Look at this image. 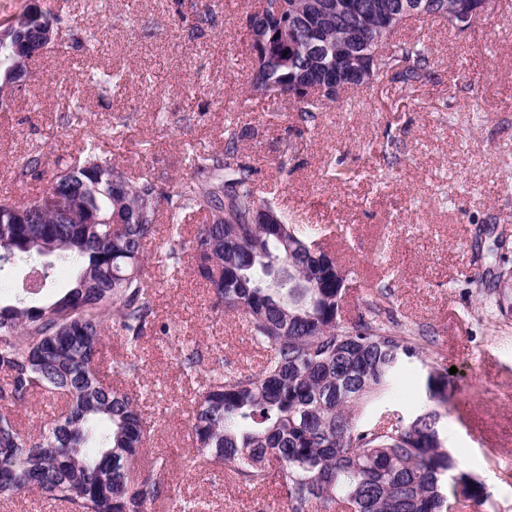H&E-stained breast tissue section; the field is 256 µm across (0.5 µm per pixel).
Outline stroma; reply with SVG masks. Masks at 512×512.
<instances>
[{
  "instance_id": "stroma-1",
  "label": "stroma",
  "mask_w": 512,
  "mask_h": 512,
  "mask_svg": "<svg viewBox=\"0 0 512 512\" xmlns=\"http://www.w3.org/2000/svg\"><path fill=\"white\" fill-rule=\"evenodd\" d=\"M60 14V35L32 75L0 107V196L41 192L56 164L96 144L129 173L166 190L193 176L187 158L218 155L224 129L239 135V156L262 197L290 220L321 233L349 271L344 313L369 304L417 336L421 359L395 374L381 409L404 418L438 409L445 446L483 483L481 512H512V311L501 312L472 279L512 267V7L496 0L466 31L442 18L410 21L397 40L422 43L426 77L407 91L392 77L324 102L315 121L298 120L293 102L249 94L253 68L245 0H44ZM100 35L92 50L84 40ZM118 72L99 87L90 72ZM83 110L70 116L71 89ZM293 151L282 155L281 143ZM393 140L382 159L372 146ZM40 172L22 175L35 148ZM168 221L145 244L142 277L156 324L232 366L257 367L262 351L242 318L214 311L207 283L191 262L160 278L153 259ZM139 374L127 379L155 424L149 456L168 460V495L151 512L197 503V512H274L277 483L250 488L228 467L181 468L190 448L192 402L161 333L139 344ZM451 370L448 401L426 394L434 369Z\"/></svg>"
}]
</instances>
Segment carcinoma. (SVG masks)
I'll return each mask as SVG.
<instances>
[{
	"label": "carcinoma",
	"mask_w": 512,
	"mask_h": 512,
	"mask_svg": "<svg viewBox=\"0 0 512 512\" xmlns=\"http://www.w3.org/2000/svg\"><path fill=\"white\" fill-rule=\"evenodd\" d=\"M338 0H289L295 27L310 4L326 6V44L315 56L286 46L260 83L286 85L315 61L317 72L336 66L356 45L357 21L336 23ZM288 55H283V52ZM380 72L395 73L402 88L429 68L426 49L381 39ZM223 155L196 153L194 178L165 193L147 176L129 179L124 168L90 147L53 172L47 187L62 193L87 183L85 207L72 224H32L34 196L0 198V266L23 257L64 262L75 272L71 287L46 303L0 299V496L37 490L70 505L71 512H150L168 491L167 460L144 465L151 426L134 396L106 382L101 370L104 334L116 327L126 355L112 372L135 377L136 350L154 330L139 271L144 245L156 232L161 206L171 223L184 214L208 217L192 245L170 233L156 266L175 269L192 254L215 295V307L246 318L251 339L265 352L257 371L209 361L163 327L188 378L203 379L191 417L193 448L182 467L225 464L235 481L262 486L280 477L286 512H448L478 508L485 486L462 469L443 446L440 414L363 422L360 409L386 393L391 375L423 351L403 330L371 318L340 320L343 286L336 264L315 255L316 232L283 220L279 230L250 223L256 197L250 167L239 161L238 136L225 130ZM123 185L113 195L107 177ZM112 223H106V220ZM500 308L512 302V270L481 283ZM429 398L448 401V376L427 379ZM41 393L64 406L39 434H23L8 407Z\"/></svg>",
	"instance_id": "cac0c4a2"
}]
</instances>
